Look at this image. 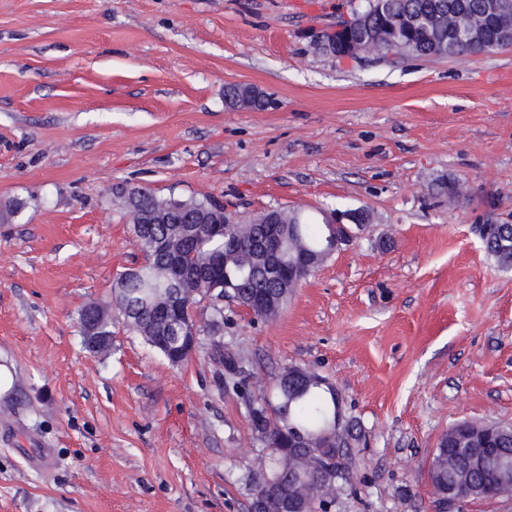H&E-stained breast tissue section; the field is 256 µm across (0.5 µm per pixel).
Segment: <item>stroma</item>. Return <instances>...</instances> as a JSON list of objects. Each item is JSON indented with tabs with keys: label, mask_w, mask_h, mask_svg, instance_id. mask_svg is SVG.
<instances>
[{
	"label": "stroma",
	"mask_w": 512,
	"mask_h": 512,
	"mask_svg": "<svg viewBox=\"0 0 512 512\" xmlns=\"http://www.w3.org/2000/svg\"><path fill=\"white\" fill-rule=\"evenodd\" d=\"M366 0H0V512H251L260 448L214 354L253 397L289 366L332 382L361 432L332 512H437L428 467L460 421L512 424V47L398 66L320 55ZM253 88L265 109L231 108ZM463 195L449 207L440 185ZM131 183L245 215L365 209L367 229L274 319L224 306L171 366L112 315L76 323L140 265L112 203ZM486 226V227H485ZM482 244L486 253L502 268L512 267V224H485Z\"/></svg>",
	"instance_id": "1"
}]
</instances>
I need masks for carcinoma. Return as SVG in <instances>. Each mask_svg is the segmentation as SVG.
<instances>
[{
	"mask_svg": "<svg viewBox=\"0 0 512 512\" xmlns=\"http://www.w3.org/2000/svg\"><path fill=\"white\" fill-rule=\"evenodd\" d=\"M433 0H367L365 9L349 22L343 23L344 31L356 48L373 43L378 51L377 60H388L400 65L410 60L429 58L436 52V45L447 37L448 27L419 32L400 27L394 32L386 30L396 18L413 16ZM484 0H463L466 20L472 27L483 25ZM494 51L489 45L461 43L448 50V55L466 61L473 55ZM117 209L133 224L134 245L142 253L143 264L121 274L113 285L112 302L124 315L128 327L143 341L159 352L169 364L179 366L191 355L187 337L182 335L178 321L165 322L162 330L156 328L161 319L153 310L156 295L183 293L175 303L187 300L199 307L204 330L212 335H224V308L201 305L203 299L215 292H229L234 302L253 310L254 318L269 320L278 312H263L255 306V295L261 291L274 294L282 309L291 299L299 283L316 272L332 257L333 242L326 227L316 223V217L306 214L303 223H293L291 209L275 208L262 213L268 219L278 215L277 224L225 223L224 213L211 206V198L160 196L143 186L126 185L117 189ZM278 235L282 242L280 255L284 268L279 282H272L255 250L258 240L269 232ZM482 244L486 253L502 268L512 267V224H488L482 228ZM173 248L184 256L178 285L170 281L160 246ZM291 379L287 384L277 382L270 399L254 401L244 396L252 433L264 445L261 460L272 467L276 465L277 448H286L297 439H307L306 448H347L356 439L355 425L345 424L344 433L330 435L341 405L339 393L318 382L319 374L306 368L292 366L284 371ZM483 432L493 434L502 455L512 461V430L496 422L477 424L462 421L452 425L436 448L433 457L434 486L441 487L448 479L446 448L455 449L454 458L459 467L468 466L465 448L470 436ZM323 475L340 487L352 483L353 477L336 456L332 464L323 463ZM247 481L252 496H274L280 489L269 488L262 472L247 468Z\"/></svg>",
	"mask_w": 512,
	"mask_h": 512,
	"instance_id": "1",
	"label": "carcinoma"
}]
</instances>
